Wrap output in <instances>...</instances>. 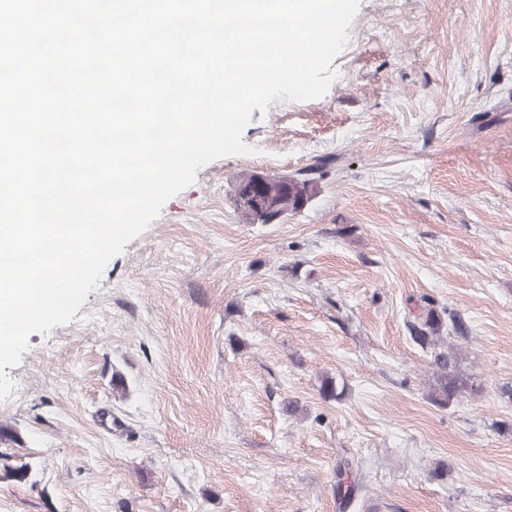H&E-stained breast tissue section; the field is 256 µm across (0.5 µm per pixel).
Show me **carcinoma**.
Masks as SVG:
<instances>
[{
	"label": "carcinoma",
	"mask_w": 512,
	"mask_h": 512,
	"mask_svg": "<svg viewBox=\"0 0 512 512\" xmlns=\"http://www.w3.org/2000/svg\"><path fill=\"white\" fill-rule=\"evenodd\" d=\"M252 176L243 177L237 185V208L251 221L262 224H276L280 218L288 213L300 211L316 192V185L310 172L302 171L295 175L273 176L268 179L259 193L261 205L251 204L250 184ZM441 318L434 311H429L423 327L416 330L417 339L425 343L428 341L426 330L435 333L440 329ZM453 356H439L440 372L435 377V400L447 403L459 394H474L481 388L474 377H464L452 368ZM10 455L0 451V467L3 468V478L23 483L28 479L27 465H12L7 463Z\"/></svg>",
	"instance_id": "1"
}]
</instances>
